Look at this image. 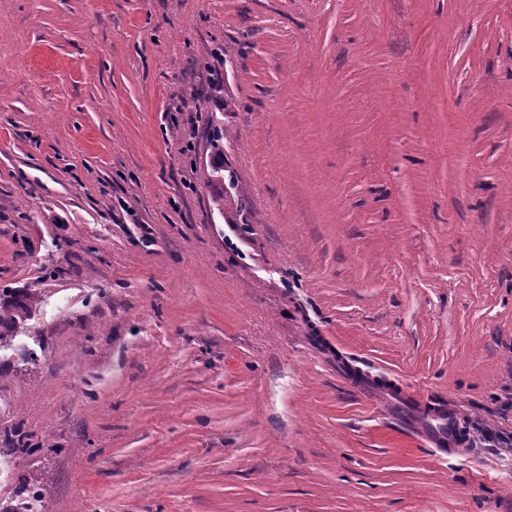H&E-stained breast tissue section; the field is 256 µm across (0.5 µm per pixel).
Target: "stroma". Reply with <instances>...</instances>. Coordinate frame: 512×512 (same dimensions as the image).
Here are the masks:
<instances>
[{"label":"stroma","instance_id":"35a3bbf8","mask_svg":"<svg viewBox=\"0 0 512 512\" xmlns=\"http://www.w3.org/2000/svg\"><path fill=\"white\" fill-rule=\"evenodd\" d=\"M19 288L0 502L512 512V0H0ZM435 420L440 422V426L444 427L443 432L437 431L433 432V438L430 439L433 444L436 446L440 443L443 445H448V449H451L455 452L461 453L465 450L463 448V442L458 438L455 433V423H454V412L448 407L443 408L440 412L434 415Z\"/></svg>","mask_w":512,"mask_h":512}]
</instances>
